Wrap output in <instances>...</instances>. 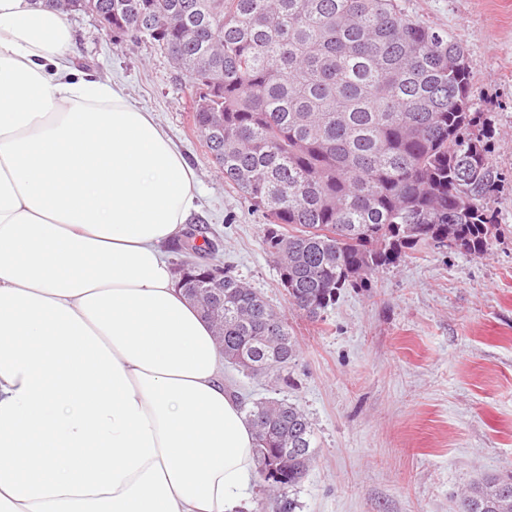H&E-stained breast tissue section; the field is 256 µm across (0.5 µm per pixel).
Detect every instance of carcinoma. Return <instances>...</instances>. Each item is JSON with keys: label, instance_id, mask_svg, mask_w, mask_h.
Wrapping results in <instances>:
<instances>
[{"label": "carcinoma", "instance_id": "carcinoma-1", "mask_svg": "<svg viewBox=\"0 0 512 512\" xmlns=\"http://www.w3.org/2000/svg\"><path fill=\"white\" fill-rule=\"evenodd\" d=\"M147 38L195 88L193 121L224 181L265 212L262 243L289 307L323 319L346 288L428 246L482 254L499 231L473 74L456 39L398 0H45ZM181 288L216 322L224 362L288 382L298 348L286 312L224 269L198 293L214 250L187 228ZM256 474L278 512L313 461L314 427L285 399L248 401ZM459 512H512V479L486 478Z\"/></svg>", "mask_w": 512, "mask_h": 512}]
</instances>
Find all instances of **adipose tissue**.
<instances>
[{
	"instance_id": "ef3b65f1",
	"label": "adipose tissue",
	"mask_w": 512,
	"mask_h": 512,
	"mask_svg": "<svg viewBox=\"0 0 512 512\" xmlns=\"http://www.w3.org/2000/svg\"><path fill=\"white\" fill-rule=\"evenodd\" d=\"M71 43L0 0V512H240L253 430L162 250L196 172Z\"/></svg>"
}]
</instances>
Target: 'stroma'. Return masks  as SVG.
I'll use <instances>...</instances> for the list:
<instances>
[{"mask_svg":"<svg viewBox=\"0 0 512 512\" xmlns=\"http://www.w3.org/2000/svg\"><path fill=\"white\" fill-rule=\"evenodd\" d=\"M401 4L467 50L501 175L490 205L503 231L480 255L408 251L369 287L342 292L321 321L289 311L299 344L290 386L225 367L236 394L298 403L314 425V460L292 492L296 512H457L470 484L512 476V0ZM69 21L83 72L120 84L196 169L188 223L205 228L213 262L286 309L262 243L265 216L211 159L192 123L187 78L150 40L113 37L86 13Z\"/></svg>","mask_w":512,"mask_h":512,"instance_id":"stroma-1","label":"stroma"}]
</instances>
